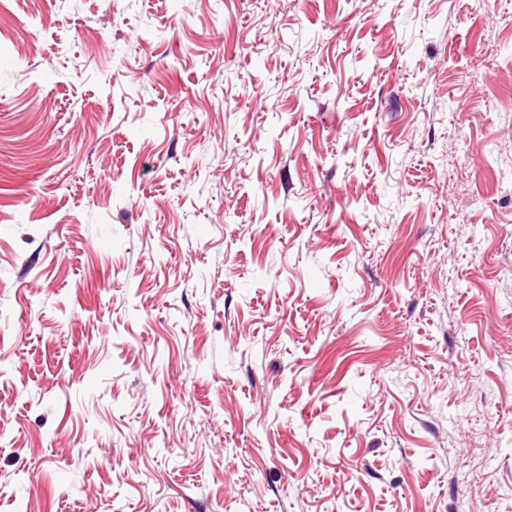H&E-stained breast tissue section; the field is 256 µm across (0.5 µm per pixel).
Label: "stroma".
<instances>
[{"label": "stroma", "mask_w": 512, "mask_h": 512, "mask_svg": "<svg viewBox=\"0 0 512 512\" xmlns=\"http://www.w3.org/2000/svg\"><path fill=\"white\" fill-rule=\"evenodd\" d=\"M0 512H512V0H0Z\"/></svg>", "instance_id": "35a3bbf8"}]
</instances>
